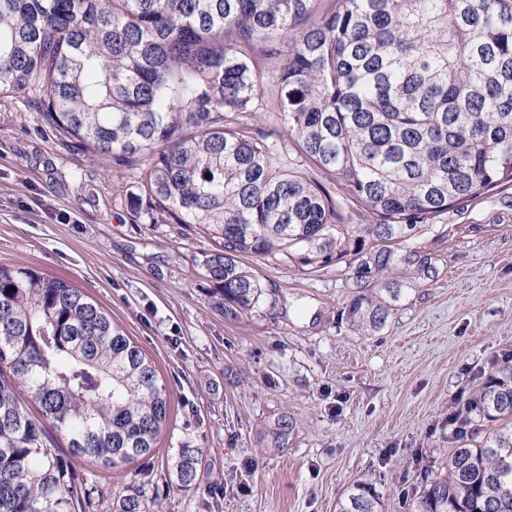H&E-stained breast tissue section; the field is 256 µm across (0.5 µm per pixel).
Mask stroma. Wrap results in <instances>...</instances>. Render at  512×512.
Segmentation results:
<instances>
[{
    "instance_id": "stroma-1",
    "label": "stroma",
    "mask_w": 512,
    "mask_h": 512,
    "mask_svg": "<svg viewBox=\"0 0 512 512\" xmlns=\"http://www.w3.org/2000/svg\"><path fill=\"white\" fill-rule=\"evenodd\" d=\"M250 119L290 168L266 82ZM140 162L89 160L35 103L0 98V267L28 266L84 289L154 361L172 391L171 423L141 468L153 512H337L357 483L380 512H406L424 474L441 469L448 415L512 353V188L464 202L408 237L434 278L396 302L384 327L346 320L358 295L351 259L307 274L291 261L245 258L263 295L225 317L200 262L216 246L198 225L130 200ZM199 449L197 480L178 488L181 446ZM112 512L122 466L82 467Z\"/></svg>"
}]
</instances>
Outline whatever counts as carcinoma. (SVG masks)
I'll return each instance as SVG.
<instances>
[{"label": "carcinoma", "mask_w": 512, "mask_h": 512, "mask_svg": "<svg viewBox=\"0 0 512 512\" xmlns=\"http://www.w3.org/2000/svg\"><path fill=\"white\" fill-rule=\"evenodd\" d=\"M277 129L373 217L347 224L332 190L279 165L245 116L263 80ZM39 104L91 157H138L148 202L217 243L201 267L224 316L262 288L244 256L314 272L349 255L356 330L435 275L401 247L420 224L512 185V0H0V98ZM40 407L30 414L25 401ZM154 362L84 290L0 268V512H85L77 463L132 465L170 423ZM68 441L52 451L44 426ZM446 470L409 512H512V354L448 414ZM199 449H179L178 485ZM144 491L114 512H146ZM339 512H378L357 483Z\"/></svg>", "instance_id": "1"}]
</instances>
